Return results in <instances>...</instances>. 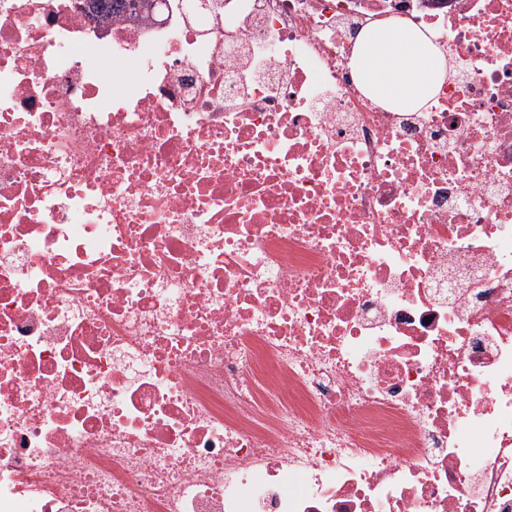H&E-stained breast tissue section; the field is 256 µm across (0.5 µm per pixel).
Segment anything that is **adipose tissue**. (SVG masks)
Returning a JSON list of instances; mask_svg holds the SVG:
<instances>
[{"label": "adipose tissue", "mask_w": 512, "mask_h": 512, "mask_svg": "<svg viewBox=\"0 0 512 512\" xmlns=\"http://www.w3.org/2000/svg\"><path fill=\"white\" fill-rule=\"evenodd\" d=\"M351 65L370 96L409 111L426 106L447 75L429 32L409 26L363 33Z\"/></svg>", "instance_id": "obj_1"}]
</instances>
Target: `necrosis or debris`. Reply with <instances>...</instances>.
I'll return each mask as SVG.
<instances>
[{
  "mask_svg": "<svg viewBox=\"0 0 512 512\" xmlns=\"http://www.w3.org/2000/svg\"><path fill=\"white\" fill-rule=\"evenodd\" d=\"M0 512H512V0H0ZM351 65L370 96L409 111L426 106L447 75L429 31L409 26L363 33Z\"/></svg>",
  "mask_w": 512,
  "mask_h": 512,
  "instance_id": "1",
  "label": "necrosis or debris"
}]
</instances>
